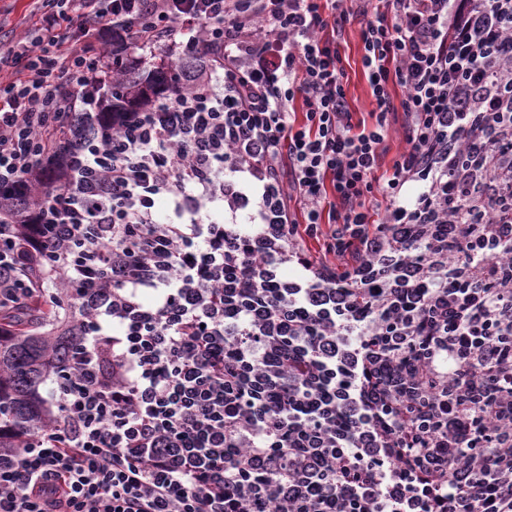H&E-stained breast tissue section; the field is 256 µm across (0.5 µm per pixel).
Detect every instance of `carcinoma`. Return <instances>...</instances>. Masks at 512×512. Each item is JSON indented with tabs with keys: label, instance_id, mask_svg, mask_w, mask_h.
<instances>
[{
	"label": "carcinoma",
	"instance_id": "1",
	"mask_svg": "<svg viewBox=\"0 0 512 512\" xmlns=\"http://www.w3.org/2000/svg\"><path fill=\"white\" fill-rule=\"evenodd\" d=\"M155 96L154 88L133 73L127 77L122 94L103 96L99 109L88 117L85 133L96 136L112 124L116 112L146 110ZM70 253L41 268L32 281L35 292L24 297L14 335L0 337V416L27 431L35 428L45 415L44 400L38 394L40 384L66 367L77 347L69 335V324L79 308L55 293L43 290L60 281Z\"/></svg>",
	"mask_w": 512,
	"mask_h": 512
}]
</instances>
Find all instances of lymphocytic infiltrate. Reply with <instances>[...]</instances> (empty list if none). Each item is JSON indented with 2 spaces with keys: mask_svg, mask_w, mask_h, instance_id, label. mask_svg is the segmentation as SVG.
<instances>
[{
  "mask_svg": "<svg viewBox=\"0 0 512 512\" xmlns=\"http://www.w3.org/2000/svg\"><path fill=\"white\" fill-rule=\"evenodd\" d=\"M32 3L0 27V336L75 246L82 346L0 512H512V0ZM160 45L213 66L80 145ZM338 42L340 43L339 53L342 65L347 77V97L352 111L356 112L355 120L365 118L366 122H369L368 112H371L374 105L361 66V41L357 25L348 27Z\"/></svg>",
  "mask_w": 512,
  "mask_h": 512,
  "instance_id": "f902f5d3",
  "label": "lymphocytic infiltrate"
}]
</instances>
